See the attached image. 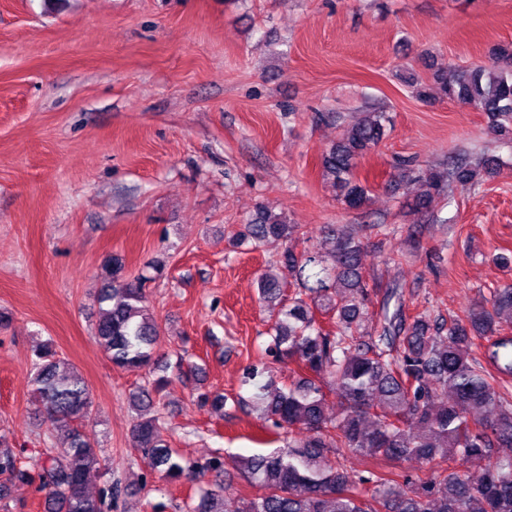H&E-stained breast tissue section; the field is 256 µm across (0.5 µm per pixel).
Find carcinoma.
<instances>
[{"label":"carcinoma","instance_id":"carcinoma-1","mask_svg":"<svg viewBox=\"0 0 512 512\" xmlns=\"http://www.w3.org/2000/svg\"><path fill=\"white\" fill-rule=\"evenodd\" d=\"M442 96L490 119L492 132L512 143V44L498 47L490 65L448 66L434 73ZM388 116L364 112L321 157L323 174L350 209L363 206L369 187L357 176L361 159L386 135ZM494 157L476 162L451 156L446 168L396 166L395 181L418 186L415 207L425 209L454 183H480L498 173ZM327 254L296 249L303 226L259 207L239 240L282 245L275 262L258 275L260 300L269 313L270 353L296 365L287 385L248 380L262 409L265 437L283 447L238 461L254 493L239 512H512V289L482 298L462 318L448 321L421 312L407 321L402 304L389 308L398 290L387 291L378 326L368 324L362 277L364 246L346 225L332 229ZM94 337L113 367L140 371L150 366L160 326L148 305L150 277L125 273L113 255L102 265ZM296 285L284 298L286 279ZM31 383L38 413L53 427L57 454L35 471L22 465L0 438V501L13 481H39L44 512H112L124 493L106 482L98 494L86 489L99 449L88 444L90 388L52 342L35 351ZM166 375L130 396L136 408L132 448L148 458L159 479L173 482L211 472L190 512H230L224 497V459H184L171 448L160 417L142 411L154 405ZM341 410L327 413V392ZM351 456L374 463L347 469ZM418 460L421 476L402 467ZM481 474L473 477L469 468Z\"/></svg>","mask_w":512,"mask_h":512}]
</instances>
